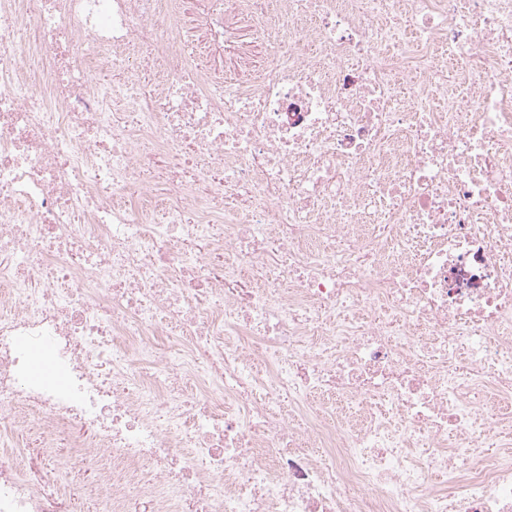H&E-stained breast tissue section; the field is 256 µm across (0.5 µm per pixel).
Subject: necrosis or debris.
<instances>
[{"label": "necrosis or debris", "mask_w": 512, "mask_h": 512, "mask_svg": "<svg viewBox=\"0 0 512 512\" xmlns=\"http://www.w3.org/2000/svg\"><path fill=\"white\" fill-rule=\"evenodd\" d=\"M511 425L512 0H0V512L21 431L105 512H512Z\"/></svg>", "instance_id": "necrosis-or-debris-1"}]
</instances>
